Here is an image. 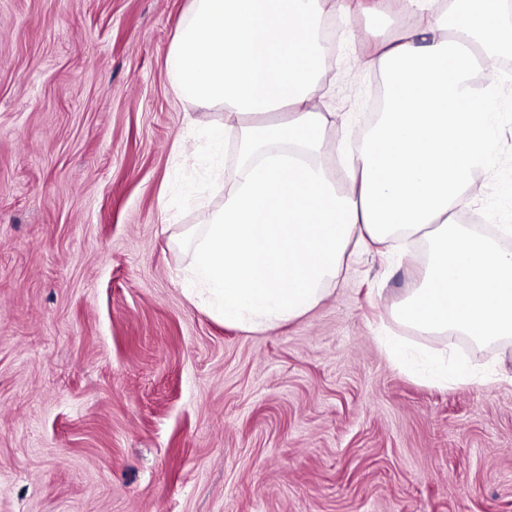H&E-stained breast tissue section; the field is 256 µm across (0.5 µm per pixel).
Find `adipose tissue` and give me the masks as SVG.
Wrapping results in <instances>:
<instances>
[{"instance_id":"obj_1","label":"adipose tissue","mask_w":512,"mask_h":512,"mask_svg":"<svg viewBox=\"0 0 512 512\" xmlns=\"http://www.w3.org/2000/svg\"><path fill=\"white\" fill-rule=\"evenodd\" d=\"M379 0H193L176 25L165 71L195 107L240 123L243 179L206 216L193 282L226 323L247 331L294 320L338 282L347 257L423 242L428 261L398 310L423 333L512 337V250L459 218L472 176L488 169L500 116L495 60L512 54L502 0H402L421 28L375 43L364 63L387 90L339 189L323 163L332 150L318 112L332 15ZM291 120H272L282 108ZM390 359L434 384L476 381L467 363L383 337Z\"/></svg>"}]
</instances>
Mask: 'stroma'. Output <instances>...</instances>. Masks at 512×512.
I'll list each match as a JSON object with an SVG mask.
<instances>
[{
  "label": "stroma",
  "instance_id": "35a3bbf8",
  "mask_svg": "<svg viewBox=\"0 0 512 512\" xmlns=\"http://www.w3.org/2000/svg\"><path fill=\"white\" fill-rule=\"evenodd\" d=\"M191 0H0V512H512V340L394 314L423 252L351 262L302 317L245 331L183 291L181 232L240 180L237 125L171 89ZM320 104L337 147L420 13L351 15ZM474 209L512 225V82ZM207 124L223 125L210 188ZM390 334L497 366L433 386Z\"/></svg>",
  "mask_w": 512,
  "mask_h": 512
}]
</instances>
